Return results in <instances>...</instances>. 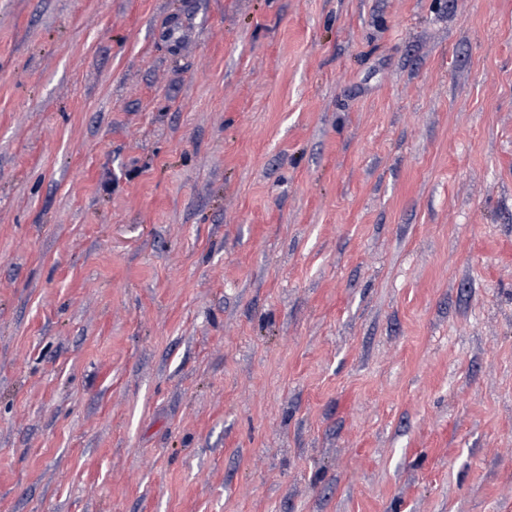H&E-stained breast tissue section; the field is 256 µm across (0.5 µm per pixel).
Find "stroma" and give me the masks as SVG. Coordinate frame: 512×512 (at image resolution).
Here are the masks:
<instances>
[{"mask_svg":"<svg viewBox=\"0 0 512 512\" xmlns=\"http://www.w3.org/2000/svg\"><path fill=\"white\" fill-rule=\"evenodd\" d=\"M0 512H512V0H0Z\"/></svg>","mask_w":512,"mask_h":512,"instance_id":"obj_1","label":"stroma"}]
</instances>
